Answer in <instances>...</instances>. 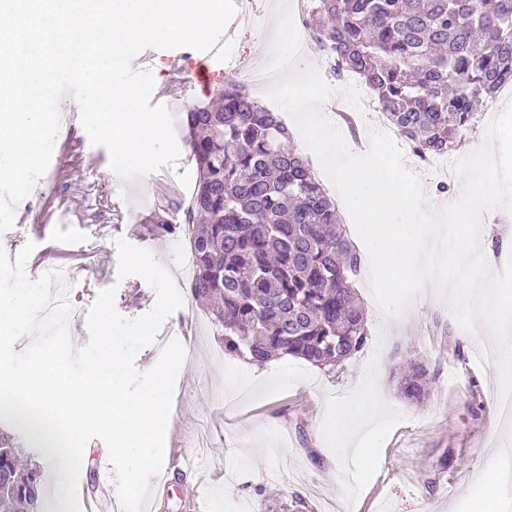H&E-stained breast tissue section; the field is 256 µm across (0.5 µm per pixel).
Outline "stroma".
Instances as JSON below:
<instances>
[{
	"instance_id": "35a3bbf8",
	"label": "stroma",
	"mask_w": 512,
	"mask_h": 512,
	"mask_svg": "<svg viewBox=\"0 0 512 512\" xmlns=\"http://www.w3.org/2000/svg\"><path fill=\"white\" fill-rule=\"evenodd\" d=\"M235 2L255 22L236 27L224 56L153 49L135 63L152 71L151 102L173 118L177 169L121 180L110 168L108 151L92 145L78 112H69L47 171L16 205L13 227L0 233V248L12 258L29 241L37 250H54L80 313L110 287L123 317L141 316L155 304L143 278H119L115 239L150 251L169 272L177 270L181 249L189 244L183 213L174 215L177 233L166 237L157 235L148 218L165 200L185 206L192 196L176 176L196 169L185 142V114L231 81L232 65H264L270 58L275 0ZM202 63L209 69L203 86L191 79ZM369 274L361 268L354 280L366 309L368 343L329 371L294 357L256 366L225 354L206 308L186 284H178L183 304L160 329L185 351L167 429L196 464L218 477L201 503L203 512H237L244 500L254 512H266L273 502L298 498L305 502L302 512H323L327 501L338 512H474L485 497L483 476L500 465L496 448L512 444V422L500 418L488 396L490 367L479 358L484 340L460 326L444 297L415 296L405 310L408 322L398 324L377 306ZM411 362L424 365L431 379L430 395L418 405L397 389L401 370ZM364 389L387 426L364 459L356 460L336 450L326 427L336 407L352 403ZM1 431L14 437L24 460L40 467L46 489L59 487L61 476L36 439L2 420Z\"/></svg>"
}]
</instances>
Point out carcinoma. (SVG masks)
I'll use <instances>...</instances> for the list:
<instances>
[{"label":"carcinoma","mask_w":512,"mask_h":512,"mask_svg":"<svg viewBox=\"0 0 512 512\" xmlns=\"http://www.w3.org/2000/svg\"><path fill=\"white\" fill-rule=\"evenodd\" d=\"M306 22L333 76L359 75L418 158L449 153L478 102L512 79V0H314ZM222 106L187 112L196 162L186 209L194 298L211 305L224 353L334 368L368 342L353 286L360 256L336 232V200L291 145L276 112L236 84ZM401 395L429 396L427 369L401 374ZM0 435V506L39 512L42 474Z\"/></svg>","instance_id":"carcinoma-1"}]
</instances>
